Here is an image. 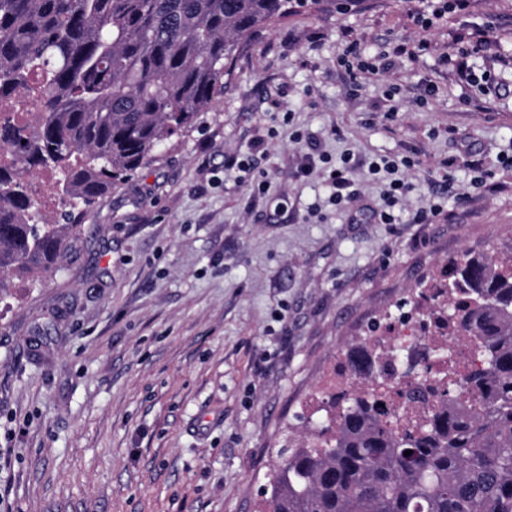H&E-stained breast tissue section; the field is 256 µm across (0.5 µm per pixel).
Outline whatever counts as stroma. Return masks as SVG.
Masks as SVG:
<instances>
[{"instance_id": "obj_1", "label": "stroma", "mask_w": 512, "mask_h": 512, "mask_svg": "<svg viewBox=\"0 0 512 512\" xmlns=\"http://www.w3.org/2000/svg\"><path fill=\"white\" fill-rule=\"evenodd\" d=\"M426 0L305 5L255 35L210 109L79 216L56 272L0 300V512H261L289 433L339 353L410 311L449 258L512 246V0H470L430 29ZM489 26L499 93L441 67L453 35ZM429 53L352 84L347 42L371 57L403 40ZM396 106L389 117L388 106ZM331 157L408 156L413 189L397 224L371 216L383 186L336 208L319 173ZM250 152L255 196L224 157ZM482 158L489 188L449 169L445 214L413 216L440 163Z\"/></svg>"}]
</instances>
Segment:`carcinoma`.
<instances>
[{"label":"carcinoma","instance_id":"obj_1","mask_svg":"<svg viewBox=\"0 0 512 512\" xmlns=\"http://www.w3.org/2000/svg\"><path fill=\"white\" fill-rule=\"evenodd\" d=\"M293 0H0V98L34 82L36 129L5 122L0 149V295L54 273L79 224L34 223L25 174L51 168L84 206L133 176L208 110L224 67ZM439 319L484 363L448 357L440 401L410 428L386 418L375 355L350 349L368 387L343 398L338 427L286 450L268 512H512V249L448 260ZM412 454L406 456L404 452Z\"/></svg>","mask_w":512,"mask_h":512}]
</instances>
